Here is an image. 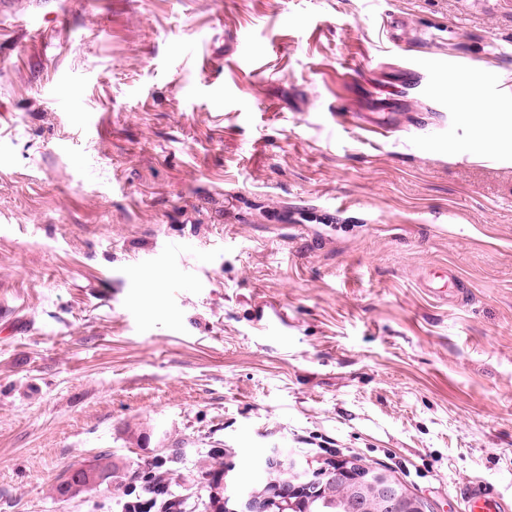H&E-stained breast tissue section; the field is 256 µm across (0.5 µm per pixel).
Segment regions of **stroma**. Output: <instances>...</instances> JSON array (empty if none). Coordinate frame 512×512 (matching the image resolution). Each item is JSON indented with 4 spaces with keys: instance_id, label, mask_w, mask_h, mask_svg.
<instances>
[{
    "instance_id": "35a3bbf8",
    "label": "stroma",
    "mask_w": 512,
    "mask_h": 512,
    "mask_svg": "<svg viewBox=\"0 0 512 512\" xmlns=\"http://www.w3.org/2000/svg\"><path fill=\"white\" fill-rule=\"evenodd\" d=\"M0 512H207L270 449L512 499V0H15L0 18ZM422 81L409 85V69ZM387 121L372 137L341 120ZM296 224L276 223L284 209ZM447 266L466 294L421 285ZM101 454L111 490L63 472Z\"/></svg>"
}]
</instances>
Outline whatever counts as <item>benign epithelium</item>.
Returning <instances> with one entry per match:
<instances>
[{"mask_svg":"<svg viewBox=\"0 0 512 512\" xmlns=\"http://www.w3.org/2000/svg\"><path fill=\"white\" fill-rule=\"evenodd\" d=\"M278 476L259 489L239 492L214 480L210 495L218 512H313L321 500L336 499L345 512H431L420 497L386 471L355 462L313 466L275 449L268 460Z\"/></svg>","mask_w":512,"mask_h":512,"instance_id":"1","label":"benign epithelium"}]
</instances>
